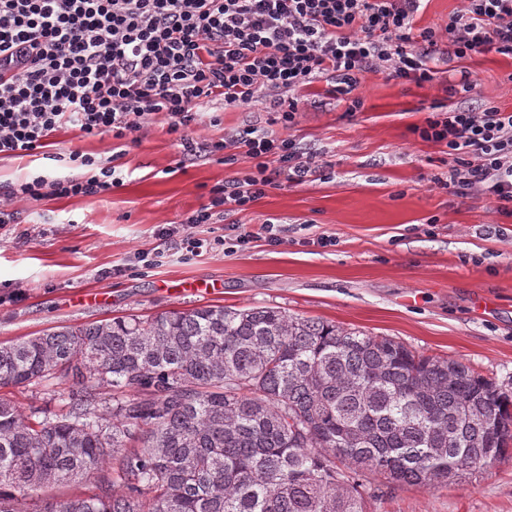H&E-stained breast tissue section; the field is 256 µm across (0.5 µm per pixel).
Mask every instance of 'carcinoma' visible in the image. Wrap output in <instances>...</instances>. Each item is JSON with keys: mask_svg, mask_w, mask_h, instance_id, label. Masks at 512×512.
<instances>
[{"mask_svg": "<svg viewBox=\"0 0 512 512\" xmlns=\"http://www.w3.org/2000/svg\"><path fill=\"white\" fill-rule=\"evenodd\" d=\"M0 512H366L362 482L512 459V396L458 359L275 307L205 305L0 343ZM122 391L115 397L113 393ZM95 478V493H39ZM54 382V386L47 387H36V386H27V387H7L0 389V395L10 398L14 401H17L21 407V409L29 414L31 410L35 408L41 409L46 413H54L58 412L63 405L65 404L66 394L59 395L61 393H66L67 390H64L68 387V384L65 382H59L56 384ZM49 390H55L56 396H50L47 393ZM55 398V399H52Z\"/></svg>", "mask_w": 512, "mask_h": 512, "instance_id": "carcinoma-1", "label": "carcinoma"}]
</instances>
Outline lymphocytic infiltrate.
Masks as SVG:
<instances>
[{
    "mask_svg": "<svg viewBox=\"0 0 512 512\" xmlns=\"http://www.w3.org/2000/svg\"><path fill=\"white\" fill-rule=\"evenodd\" d=\"M445 28L417 27L424 0H0V157L40 158L61 129L91 138L127 139L163 117L183 153H203L244 172L210 191L207 204L162 228L171 248L198 255L256 238L282 243L279 224L198 237L214 216L247 210L269 189L301 184L317 172L290 137L249 127L207 143L189 131L204 103L261 104L283 128L301 110L297 89L336 76L335 93L357 111L368 72L424 85L436 80L442 41L458 58L494 52L512 56V0H465ZM443 145L453 165L445 181L472 190L512 216V112L487 104L435 111L414 127ZM54 161L86 168L83 178L43 175L0 192V218L15 200L96 197L117 186L111 163L77 150Z\"/></svg>",
    "mask_w": 512,
    "mask_h": 512,
    "instance_id": "1",
    "label": "lymphocytic infiltrate"
}]
</instances>
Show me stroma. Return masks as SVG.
I'll return each instance as SVG.
<instances>
[{"label": "stroma", "instance_id": "35a3bbf8", "mask_svg": "<svg viewBox=\"0 0 512 512\" xmlns=\"http://www.w3.org/2000/svg\"><path fill=\"white\" fill-rule=\"evenodd\" d=\"M437 67V80L422 87L364 74L363 107L352 114L329 95L331 79L316 81L291 134L300 153L325 162L324 171L196 229L211 238L231 224L272 218L283 229L278 246L259 240L234 253L172 250L158 265L135 261V253L163 248L159 229L206 204L210 189L245 162L184 156L158 119L125 146L108 135L56 133L50 152L78 149L114 160L121 183L102 197L14 203V217L0 225V343L130 314L272 306L389 336L425 356L460 359L512 392V217L481 192L461 197L442 187L451 159L412 132L438 103L512 110V58L448 53ZM464 67L478 74L476 89L448 95L447 83L459 82ZM250 126L282 130L263 105L216 98L192 135L218 140ZM84 174L48 160L0 158V187ZM324 235L335 245H317ZM64 389L56 384L50 395L41 386L7 387L0 395L23 411L54 413ZM367 510L512 512V461L459 483L380 486Z\"/></svg>", "mask_w": 512, "mask_h": 512}]
</instances>
